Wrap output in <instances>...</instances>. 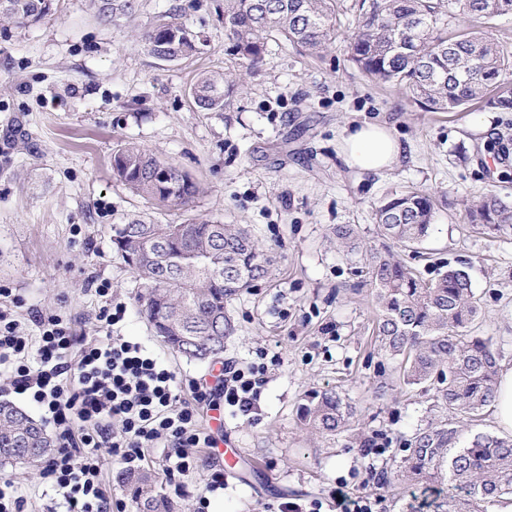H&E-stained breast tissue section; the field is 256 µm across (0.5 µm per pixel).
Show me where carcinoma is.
Returning a JSON list of instances; mask_svg holds the SVG:
<instances>
[{
	"instance_id": "obj_1",
	"label": "carcinoma",
	"mask_w": 512,
	"mask_h": 512,
	"mask_svg": "<svg viewBox=\"0 0 512 512\" xmlns=\"http://www.w3.org/2000/svg\"><path fill=\"white\" fill-rule=\"evenodd\" d=\"M104 23L137 11L138 0H95ZM53 0H0V18L37 23ZM341 0H224L229 52L247 70L263 62L270 39L318 54L336 38ZM512 15V0H360L350 42L352 62L367 77L404 88L430 112H456L483 98L512 110V55L490 37L450 31L458 16L491 19ZM145 50L175 64L197 53L203 35L173 6L142 36ZM234 81L200 74L191 88L194 104L221 112ZM116 180L132 193L169 210L190 206L201 192L177 164L161 160L133 142L112 157ZM432 195L423 189L395 192L375 208L380 235L402 245L421 243L434 220ZM470 223L490 235L512 233V205L487 193L467 212ZM112 248L136 275L138 312L177 355L209 363L224 354L230 335L227 305L268 277L276 256L241 224L207 218L157 224L134 218L112 226ZM367 275L376 305L379 350L399 364L407 386L434 390L435 418L418 429L406 455L383 478L392 489L417 485L430 493L433 512H490L512 501V437L464 431L454 418H472L492 404L498 387V356L473 334L478 302L469 273L448 268L424 280L407 266L369 251ZM355 411L333 391L315 392L299 404V424L322 438L349 430ZM56 448L42 423L8 401H0V465L36 466ZM135 512H179L151 471L123 477Z\"/></svg>"
}]
</instances>
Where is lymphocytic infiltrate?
I'll use <instances>...</instances> for the list:
<instances>
[{
  "instance_id": "obj_1",
  "label": "lymphocytic infiltrate",
  "mask_w": 512,
  "mask_h": 512,
  "mask_svg": "<svg viewBox=\"0 0 512 512\" xmlns=\"http://www.w3.org/2000/svg\"><path fill=\"white\" fill-rule=\"evenodd\" d=\"M96 336L77 335L69 320L25 305L23 296L0 288V377L13 393L34 404L57 440L40 470L59 512H112L105 462L126 472L141 469L161 449L163 472L176 480L218 455L223 427L200 419L199 404L232 414L255 412L278 357L260 350L253 361L224 364L208 377H177L145 342L117 329L127 312L112 302L109 282ZM27 308L33 331L16 318Z\"/></svg>"
}]
</instances>
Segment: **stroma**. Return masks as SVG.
<instances>
[{"label": "stroma", "mask_w": 512, "mask_h": 512, "mask_svg": "<svg viewBox=\"0 0 512 512\" xmlns=\"http://www.w3.org/2000/svg\"><path fill=\"white\" fill-rule=\"evenodd\" d=\"M173 4L206 43L166 64L140 36ZM223 12L224 0H139L134 14L105 24L93 0H54L38 24L0 23V285L93 336L104 300L90 282L108 281L127 305L122 335L198 376L205 366L171 352L138 315L135 275L112 248V227L138 215L244 225L277 263L270 279L229 304L223 357L241 363L264 348L280 363L254 418L224 416L241 450L239 472L211 494L212 508L278 512L294 503L310 512L343 485L374 494V512H398L376 478L431 421L433 395L398 383L378 354L365 252L341 246L333 230L352 225L364 245L425 279L467 270L479 300L473 331L491 341L500 367H512V234L494 237L464 219L487 189L512 202V112L483 99L427 112L404 90L370 82L350 60V9L321 56L272 41L259 71L247 73L227 50ZM204 71L235 77L224 111L194 105L190 89ZM363 121L390 125L404 158L377 174L347 166L338 139ZM124 140L200 184L191 209L159 207L114 179L113 152ZM411 187L431 192L437 206L427 239L403 247L379 236L373 209ZM325 390L356 407L354 428L330 440L295 418L305 395ZM378 436L385 453L364 456L366 440Z\"/></svg>", "instance_id": "35a3bbf8"}]
</instances>
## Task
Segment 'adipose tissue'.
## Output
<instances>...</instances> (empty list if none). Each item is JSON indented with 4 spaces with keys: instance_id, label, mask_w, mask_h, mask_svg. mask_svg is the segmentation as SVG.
<instances>
[{
    "instance_id": "adipose-tissue-1",
    "label": "adipose tissue",
    "mask_w": 512,
    "mask_h": 512,
    "mask_svg": "<svg viewBox=\"0 0 512 512\" xmlns=\"http://www.w3.org/2000/svg\"><path fill=\"white\" fill-rule=\"evenodd\" d=\"M338 151L349 167L372 172L387 169L404 153L402 143L390 127L370 121L345 128Z\"/></svg>"
}]
</instances>
